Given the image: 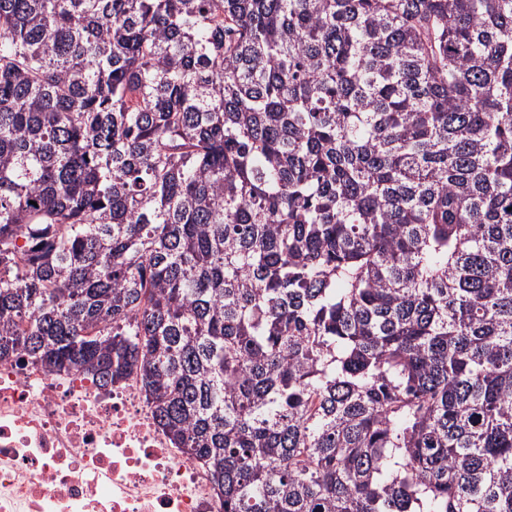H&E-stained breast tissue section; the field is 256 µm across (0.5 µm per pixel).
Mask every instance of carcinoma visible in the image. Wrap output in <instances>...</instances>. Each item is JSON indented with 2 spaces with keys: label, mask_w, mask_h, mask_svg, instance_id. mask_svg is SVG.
Listing matches in <instances>:
<instances>
[{
  "label": "carcinoma",
  "mask_w": 512,
  "mask_h": 512,
  "mask_svg": "<svg viewBox=\"0 0 512 512\" xmlns=\"http://www.w3.org/2000/svg\"><path fill=\"white\" fill-rule=\"evenodd\" d=\"M0 360L224 512H512V0H0Z\"/></svg>",
  "instance_id": "obj_1"
}]
</instances>
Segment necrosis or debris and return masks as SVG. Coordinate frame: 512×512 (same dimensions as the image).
<instances>
[{
  "label": "necrosis or debris",
  "instance_id": "1",
  "mask_svg": "<svg viewBox=\"0 0 512 512\" xmlns=\"http://www.w3.org/2000/svg\"><path fill=\"white\" fill-rule=\"evenodd\" d=\"M210 475L162 431L136 375L0 361V512H223Z\"/></svg>",
  "mask_w": 512,
  "mask_h": 512
}]
</instances>
